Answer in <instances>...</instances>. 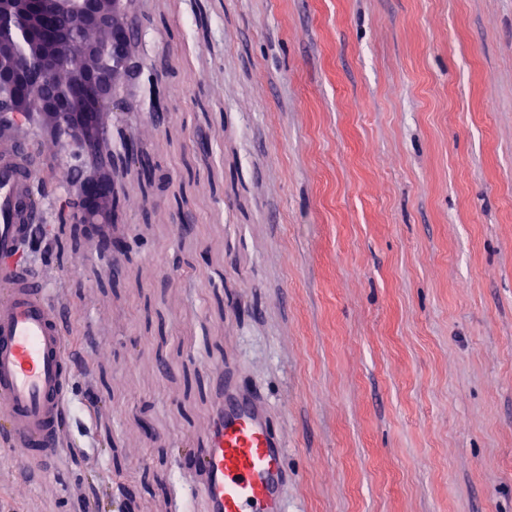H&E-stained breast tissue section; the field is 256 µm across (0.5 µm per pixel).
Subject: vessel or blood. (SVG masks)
Instances as JSON below:
<instances>
[{"label": "vessel or blood", "mask_w": 512, "mask_h": 512, "mask_svg": "<svg viewBox=\"0 0 512 512\" xmlns=\"http://www.w3.org/2000/svg\"><path fill=\"white\" fill-rule=\"evenodd\" d=\"M36 149L26 135H0V426L27 463L53 455L72 377L65 316L41 276L15 260L34 217ZM286 456L264 405L228 396L223 427L197 458L208 512H288Z\"/></svg>", "instance_id": "1"}]
</instances>
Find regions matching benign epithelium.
I'll use <instances>...</instances> for the list:
<instances>
[{
	"label": "benign epithelium",
	"mask_w": 512,
	"mask_h": 512,
	"mask_svg": "<svg viewBox=\"0 0 512 512\" xmlns=\"http://www.w3.org/2000/svg\"><path fill=\"white\" fill-rule=\"evenodd\" d=\"M131 0H0V34L21 26L30 56L51 80L66 68L69 84L35 97L14 68L0 69V128L33 120L74 146L77 176L67 187L85 230L111 224L118 199L110 149L112 114L124 111V79L134 75L138 40L129 18ZM103 107L110 113H97Z\"/></svg>",
	"instance_id": "obj_1"
}]
</instances>
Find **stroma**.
Here are the masks:
<instances>
[{"instance_id": "35a3bbf8", "label": "stroma", "mask_w": 512, "mask_h": 512, "mask_svg": "<svg viewBox=\"0 0 512 512\" xmlns=\"http://www.w3.org/2000/svg\"><path fill=\"white\" fill-rule=\"evenodd\" d=\"M138 6L112 125L163 184L120 173L117 259L36 242L80 356L0 512H208L184 456L238 389L290 512H512V0Z\"/></svg>"}]
</instances>
